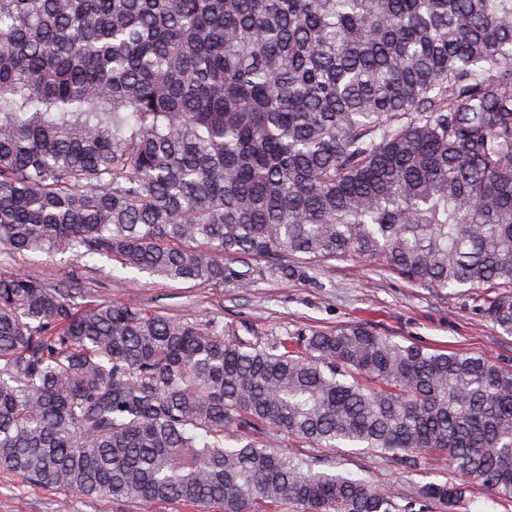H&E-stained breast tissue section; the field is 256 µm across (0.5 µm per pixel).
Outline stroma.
<instances>
[{
  "instance_id": "35a3bbf8",
  "label": "stroma",
  "mask_w": 512,
  "mask_h": 512,
  "mask_svg": "<svg viewBox=\"0 0 512 512\" xmlns=\"http://www.w3.org/2000/svg\"><path fill=\"white\" fill-rule=\"evenodd\" d=\"M247 285L224 282L204 285L172 281L145 273L117 270L114 261L85 262L71 254H10L0 244V272L20 271L51 284H74L100 300L137 299L149 309L202 323L249 325L268 340L313 329L369 327L380 334L430 351L479 353L512 369V335L482 318L477 295L439 291L411 284L359 259L332 262L320 268L316 282L281 281L265 261H250ZM275 448L336 470L411 492L416 485L452 478L448 457L441 452L419 455L408 467L380 453L351 448H312L284 436ZM192 512L179 503L143 504L89 499L29 485L0 472V512Z\"/></svg>"
}]
</instances>
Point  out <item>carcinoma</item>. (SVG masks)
I'll use <instances>...</instances> for the list:
<instances>
[{"instance_id": "carcinoma-1", "label": "carcinoma", "mask_w": 512, "mask_h": 512, "mask_svg": "<svg viewBox=\"0 0 512 512\" xmlns=\"http://www.w3.org/2000/svg\"><path fill=\"white\" fill-rule=\"evenodd\" d=\"M0 244L172 281L358 258L498 288L512 334V0H0ZM448 454L512 501V370L365 327L221 322L0 273V471L199 512H457L271 449Z\"/></svg>"}]
</instances>
